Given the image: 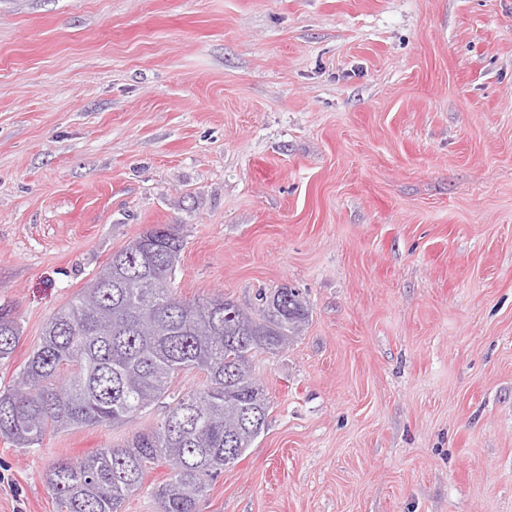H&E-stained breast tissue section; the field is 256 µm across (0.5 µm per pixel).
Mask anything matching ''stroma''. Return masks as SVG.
Here are the masks:
<instances>
[{
    "mask_svg": "<svg viewBox=\"0 0 512 512\" xmlns=\"http://www.w3.org/2000/svg\"><path fill=\"white\" fill-rule=\"evenodd\" d=\"M157 224L181 297L310 305L198 512H512V0H0V390ZM163 415L0 437V512ZM19 335L12 308L0 306V361L11 358L19 341Z\"/></svg>",
    "mask_w": 512,
    "mask_h": 512,
    "instance_id": "stroma-1",
    "label": "stroma"
}]
</instances>
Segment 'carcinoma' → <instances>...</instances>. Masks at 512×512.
I'll use <instances>...</instances> for the list:
<instances>
[{"label":"carcinoma","mask_w":512,"mask_h":512,"mask_svg":"<svg viewBox=\"0 0 512 512\" xmlns=\"http://www.w3.org/2000/svg\"><path fill=\"white\" fill-rule=\"evenodd\" d=\"M183 249L177 225L157 224L113 252L0 391V435L27 448L48 433L120 426L163 405L160 426L46 471L60 512H120L159 464L170 473L155 489L157 512H197L214 479L265 428L268 400L251 357L298 336L308 304L281 287L252 314L219 296L184 300L171 287ZM18 341L13 310L0 306V361ZM193 370L205 384L170 394L172 379Z\"/></svg>","instance_id":"obj_1"}]
</instances>
